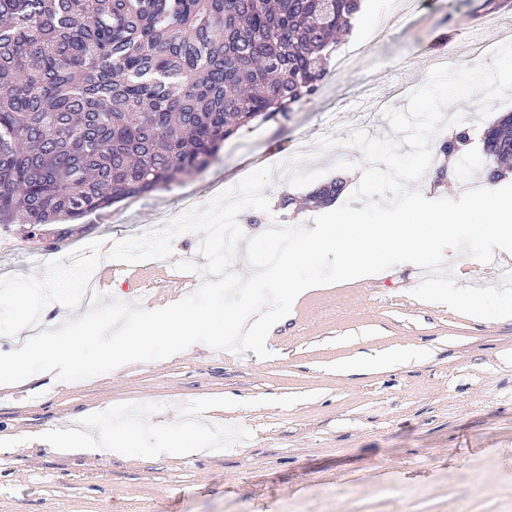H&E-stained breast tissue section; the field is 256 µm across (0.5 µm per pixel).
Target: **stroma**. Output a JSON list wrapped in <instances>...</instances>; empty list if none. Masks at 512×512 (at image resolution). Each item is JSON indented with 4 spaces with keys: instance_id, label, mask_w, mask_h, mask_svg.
I'll return each mask as SVG.
<instances>
[{
    "instance_id": "stroma-1",
    "label": "stroma",
    "mask_w": 512,
    "mask_h": 512,
    "mask_svg": "<svg viewBox=\"0 0 512 512\" xmlns=\"http://www.w3.org/2000/svg\"><path fill=\"white\" fill-rule=\"evenodd\" d=\"M375 24L395 23L348 71L329 68L317 93L288 123L241 130L205 171L171 188L112 204L78 224H0V278L39 275L46 262L97 239L154 228L159 211L185 198L204 207L252 171L302 145L324 168L362 159L355 148L315 155V141L350 128L391 134L382 111L404 109L425 84L435 58L469 66L459 49L472 30L487 42L512 39V0H390ZM478 98L457 103L471 137L466 179L438 180L442 154L421 179L434 197L458 198L485 186L477 138ZM273 175L269 212L248 209L238 222L254 236L272 224L312 225L316 210L283 209L298 195ZM201 236L173 239L170 259L142 264L138 279L115 276L128 302L157 309L191 294L175 265H198ZM512 255L490 263L460 257L457 285H490ZM422 269L403 263L368 279L308 289L270 331L269 358L237 356L204 344L156 361L121 366L78 382L40 373L0 387V512H512V317H468L411 295ZM407 356L386 367L375 357ZM143 408L135 448L89 455L68 439L80 422ZM206 420L218 450L201 440L194 454L165 451L187 430V411Z\"/></svg>"
}]
</instances>
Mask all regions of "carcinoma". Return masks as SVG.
Returning <instances> with one entry per match:
<instances>
[{"instance_id": "cac0c4a2", "label": "carcinoma", "mask_w": 512, "mask_h": 512, "mask_svg": "<svg viewBox=\"0 0 512 512\" xmlns=\"http://www.w3.org/2000/svg\"><path fill=\"white\" fill-rule=\"evenodd\" d=\"M0 0V224H77L208 167L261 116L316 93L364 0ZM462 130L439 146L469 144ZM512 171V118L480 138ZM337 176L309 191L328 207Z\"/></svg>"}]
</instances>
